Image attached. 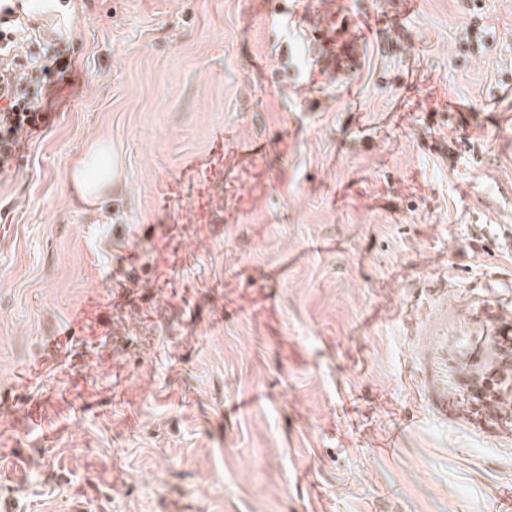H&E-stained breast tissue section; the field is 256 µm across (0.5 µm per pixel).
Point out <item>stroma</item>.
<instances>
[{
    "label": "stroma",
    "instance_id": "stroma-1",
    "mask_svg": "<svg viewBox=\"0 0 512 512\" xmlns=\"http://www.w3.org/2000/svg\"><path fill=\"white\" fill-rule=\"evenodd\" d=\"M71 0L0 174L15 512H512V437L427 413L440 296L512 312V0ZM110 145L104 199L75 162ZM333 8L326 11L320 20V27L306 36L312 58L319 69L336 80L347 72L354 73L361 69L368 48L366 34H352L350 26L355 29L356 21L342 9Z\"/></svg>",
    "mask_w": 512,
    "mask_h": 512
}]
</instances>
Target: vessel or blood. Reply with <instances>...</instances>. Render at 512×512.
<instances>
[{
  "mask_svg": "<svg viewBox=\"0 0 512 512\" xmlns=\"http://www.w3.org/2000/svg\"><path fill=\"white\" fill-rule=\"evenodd\" d=\"M354 18L326 11L308 46L319 69L336 78L360 70L366 35ZM416 364L430 413L444 423L465 422L483 434L512 427V314L489 300L463 311L437 302L420 336Z\"/></svg>",
  "mask_w": 512,
  "mask_h": 512,
  "instance_id": "b4317fda",
  "label": "vessel or blood"
}]
</instances>
